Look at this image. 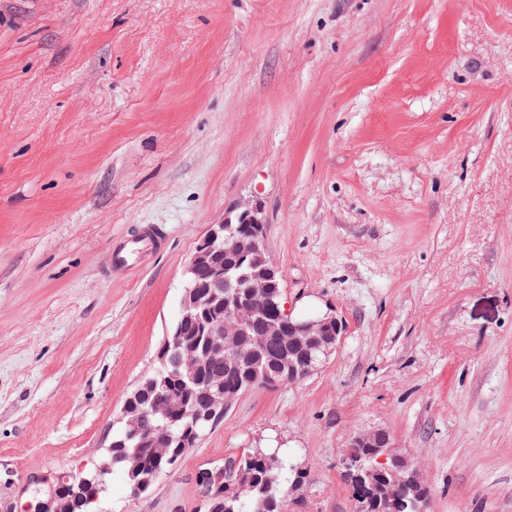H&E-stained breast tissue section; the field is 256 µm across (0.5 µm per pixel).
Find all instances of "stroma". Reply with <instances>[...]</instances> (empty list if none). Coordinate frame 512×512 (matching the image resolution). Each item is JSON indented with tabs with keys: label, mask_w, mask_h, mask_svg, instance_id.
Returning <instances> with one entry per match:
<instances>
[{
	"label": "stroma",
	"mask_w": 512,
	"mask_h": 512,
	"mask_svg": "<svg viewBox=\"0 0 512 512\" xmlns=\"http://www.w3.org/2000/svg\"><path fill=\"white\" fill-rule=\"evenodd\" d=\"M247 200L288 310L340 341L95 512H207L202 473L276 444L286 512H355L340 460L374 429L427 512H512V0H0V512L94 471ZM162 241V233L156 228H145L138 238L130 244H118L112 251V269L116 273H126L131 266L130 256L133 251L143 253L157 248Z\"/></svg>",
	"instance_id": "obj_1"
}]
</instances>
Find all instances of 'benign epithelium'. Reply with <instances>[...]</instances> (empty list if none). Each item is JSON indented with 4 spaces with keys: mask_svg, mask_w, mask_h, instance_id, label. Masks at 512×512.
<instances>
[{
    "mask_svg": "<svg viewBox=\"0 0 512 512\" xmlns=\"http://www.w3.org/2000/svg\"><path fill=\"white\" fill-rule=\"evenodd\" d=\"M268 221L261 207L244 204L227 215L221 222L210 225L206 235L197 245L187 268V281L181 299L179 324H195L198 335L205 337L204 350L209 358L221 361L229 355L231 362L237 365L250 363L255 356L256 346L272 337L288 344V356L279 365L276 383H295L308 377L315 368L318 354L328 353L340 338L342 325L334 317H313L307 319H288L285 322L272 321L262 334L252 340V345L242 342L241 337L249 335L251 329V309L240 294L233 296L232 316H221L224 307V289H245V294H262L272 302L282 295L279 289L281 279L275 263L266 266L262 273L252 272L256 259L268 252ZM178 369V375L185 386L201 384V361L189 352L177 358L171 353L169 340L164 343L157 355V377L149 379L132 395L126 398L120 416L126 436L131 438L145 432L143 417L150 415L155 419L153 430L166 432L165 420L171 418L172 408L177 402L166 394L168 367ZM209 389L207 402L199 407H181V418L185 419L183 447L193 448L197 444L198 429L224 418V409L230 397L224 394V384L217 378L206 383ZM151 391L154 394L148 409L141 414L130 411L140 393ZM352 448H388L389 436L382 430H373L352 437ZM343 468L353 475L360 484L374 475L389 478L390 492L406 493L409 489L423 487L417 469L399 455L385 454L377 458V465L363 471L353 467L348 458L342 459ZM61 486L76 490L88 496V500L97 499L98 491L89 480L82 476L71 477Z\"/></svg>",
    "mask_w": 512,
    "mask_h": 512,
    "instance_id": "7a95c632",
    "label": "benign epithelium"
}]
</instances>
